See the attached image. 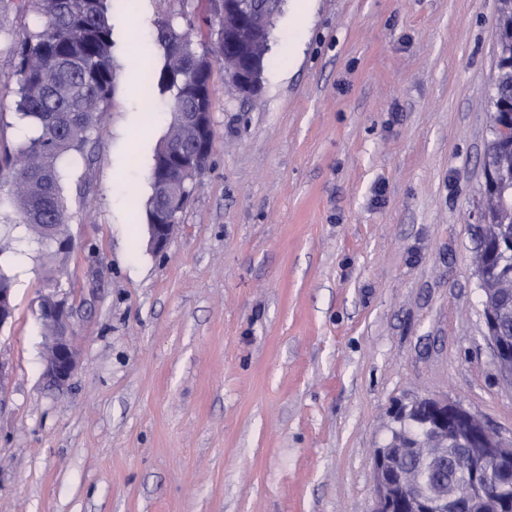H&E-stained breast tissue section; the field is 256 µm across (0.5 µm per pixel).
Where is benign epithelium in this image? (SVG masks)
Wrapping results in <instances>:
<instances>
[{
    "mask_svg": "<svg viewBox=\"0 0 512 512\" xmlns=\"http://www.w3.org/2000/svg\"><path fill=\"white\" fill-rule=\"evenodd\" d=\"M212 12L224 52H238V58L224 67V78L240 96L256 95L261 88L262 58L257 50L268 45V29L256 21L241 0H214ZM177 122L192 129L193 146L165 145L163 162L154 168L152 181L166 193V203L153 212L147 225L148 245L155 254L168 249L178 216L191 194L190 185L206 169L214 139L210 112H178ZM485 262L477 266L484 282L489 266L512 273V242L503 245L479 238L477 248ZM512 307V289L505 288L498 306L485 307L487 340L493 360L504 382H512V330L500 320V311ZM13 294L0 288V329L13 317ZM73 303L66 289L56 286L41 297L39 318L46 328L42 377L58 391L68 388L79 366L73 336ZM391 432L410 424L424 438L438 443V463L450 459L452 468L465 481L462 494L450 497L441 485L412 486L401 476L402 457L420 445L394 448L387 442L374 450V507L371 512H512V438L491 430L483 419L464 406L446 398L427 396L391 411ZM455 449L448 456V449Z\"/></svg>",
    "mask_w": 512,
    "mask_h": 512,
    "instance_id": "benign-epithelium-1",
    "label": "benign epithelium"
}]
</instances>
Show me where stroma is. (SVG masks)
<instances>
[{
	"mask_svg": "<svg viewBox=\"0 0 512 512\" xmlns=\"http://www.w3.org/2000/svg\"><path fill=\"white\" fill-rule=\"evenodd\" d=\"M0 0V150L16 149ZM113 0L115 81L64 194L69 257L16 262L0 329V512H370L389 411L445 396L512 436L474 258L498 0H282L258 97L211 74L215 143L165 254L146 202L168 107L160 9ZM75 306L79 368L42 378L37 301Z\"/></svg>",
	"mask_w": 512,
	"mask_h": 512,
	"instance_id": "obj_1",
	"label": "stroma"
}]
</instances>
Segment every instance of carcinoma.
Masks as SVG:
<instances>
[{
  "mask_svg": "<svg viewBox=\"0 0 512 512\" xmlns=\"http://www.w3.org/2000/svg\"><path fill=\"white\" fill-rule=\"evenodd\" d=\"M495 29L500 31L496 49L502 61H512V0H499ZM41 16L38 31L13 47L14 76L18 86L16 120L32 135L16 151L0 153V183L10 185L0 196V208L19 215L14 227L23 228L14 238L13 253L23 257L31 247L50 256L43 241L66 231L67 206L63 195L64 161L82 150L90 132L106 111L115 80L112 41V0H27ZM157 43L162 66L155 76L160 95L168 98L169 112L210 111L211 64L200 62L196 44L173 22L158 21ZM490 101L492 140L485 167L512 175V149L503 144L509 133L498 129L500 99L512 95V70L496 77ZM483 209L493 219L483 225L485 237L496 241L512 235V201L483 194ZM502 276L491 273L483 285L484 301L496 303ZM410 478L429 485L435 479L448 490L457 484L449 471L435 473L419 457L404 460Z\"/></svg>",
  "mask_w": 512,
  "mask_h": 512,
  "instance_id": "carcinoma-1",
  "label": "carcinoma"
}]
</instances>
